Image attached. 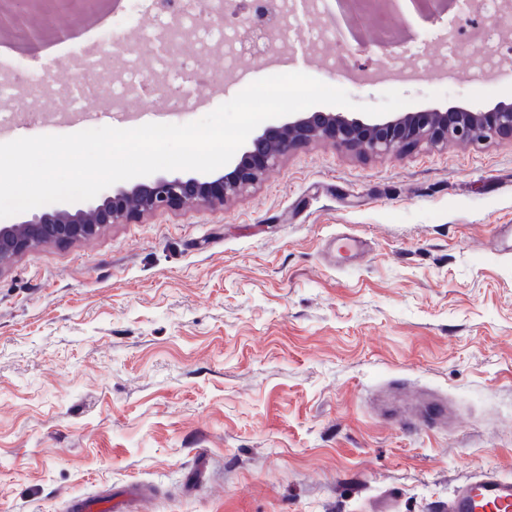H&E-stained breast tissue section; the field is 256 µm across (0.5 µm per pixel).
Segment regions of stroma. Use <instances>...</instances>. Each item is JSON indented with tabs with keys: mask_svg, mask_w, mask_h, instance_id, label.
Returning a JSON list of instances; mask_svg holds the SVG:
<instances>
[{
	"mask_svg": "<svg viewBox=\"0 0 512 512\" xmlns=\"http://www.w3.org/2000/svg\"><path fill=\"white\" fill-rule=\"evenodd\" d=\"M174 46L88 22L97 52L89 111L108 107L120 69L177 70L210 24L204 4ZM298 0L280 63L247 59L223 90L181 105L128 99L121 113L186 124L251 82L303 72L359 104L401 91L410 112H487L512 103V56L476 75L447 67V20L395 33V51L336 42L342 66L307 33L329 26ZM400 53L414 73L394 77ZM0 47V81L36 61L51 80L20 92L0 143L22 126L59 134L56 86L70 62ZM512 140L420 146L363 157L311 142L224 210L185 206L49 243L0 270V512H62L71 495L150 484L142 512H430L479 466L512 475ZM351 235L363 254L335 253ZM394 380L445 397L456 421L410 432L373 400Z\"/></svg>",
	"mask_w": 512,
	"mask_h": 512,
	"instance_id": "obj_1",
	"label": "stroma"
}]
</instances>
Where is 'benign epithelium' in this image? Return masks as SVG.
I'll use <instances>...</instances> for the list:
<instances>
[{"instance_id": "1", "label": "benign epithelium", "mask_w": 512, "mask_h": 512, "mask_svg": "<svg viewBox=\"0 0 512 512\" xmlns=\"http://www.w3.org/2000/svg\"><path fill=\"white\" fill-rule=\"evenodd\" d=\"M321 7L338 36L345 33L360 51L368 45L358 23L363 6L378 16H403L405 9L425 22L447 10V0H334ZM94 7L93 0H0V33L15 38L24 32L30 44H40L44 30L30 24L33 16L80 18ZM496 137L512 139V104L492 112H416L364 122L343 112H312L254 136L233 170L214 179L162 175L129 190H119L88 209L37 213L20 224L0 225V268L29 254L43 243H70L97 235L108 224H121L137 216L173 209L193 200L209 209H222L239 197L270 168L301 145L327 139L338 149L359 155L396 157L421 142L453 140L470 145Z\"/></svg>"}]
</instances>
